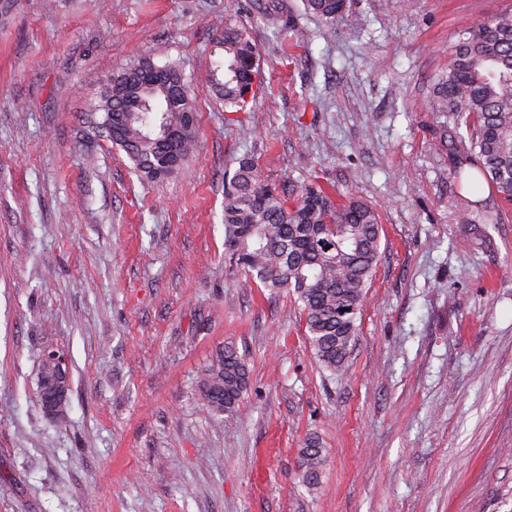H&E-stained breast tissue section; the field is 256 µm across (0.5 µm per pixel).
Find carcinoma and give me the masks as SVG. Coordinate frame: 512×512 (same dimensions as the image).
I'll return each mask as SVG.
<instances>
[{
  "instance_id": "cac0c4a2",
  "label": "carcinoma",
  "mask_w": 512,
  "mask_h": 512,
  "mask_svg": "<svg viewBox=\"0 0 512 512\" xmlns=\"http://www.w3.org/2000/svg\"><path fill=\"white\" fill-rule=\"evenodd\" d=\"M306 7L333 23L345 12L346 0H306ZM217 47L223 60L215 62L211 86L224 107L239 112L258 73L255 44L247 29L226 22ZM430 109L451 112L458 124L475 130L464 152L477 161L472 172L454 169L459 187L477 195L483 180L512 202L511 9L462 26L448 71L436 78ZM93 110L100 113L104 136L148 180L174 173L194 146V100L173 62L146 59L118 73ZM165 126L179 130L171 149L158 143ZM224 249L253 282L292 293L315 359L326 371L344 372L381 256L375 210L353 198L343 203L318 183L302 186L290 202L244 157L224 181ZM247 387V366L233 346L219 351L199 380L204 404L216 414L234 412ZM324 462L319 440L307 439L299 479L308 490L319 487Z\"/></svg>"
}]
</instances>
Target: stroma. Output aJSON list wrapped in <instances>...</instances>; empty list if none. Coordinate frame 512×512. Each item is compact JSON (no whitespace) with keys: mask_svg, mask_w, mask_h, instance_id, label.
I'll return each mask as SVG.
<instances>
[{"mask_svg":"<svg viewBox=\"0 0 512 512\" xmlns=\"http://www.w3.org/2000/svg\"><path fill=\"white\" fill-rule=\"evenodd\" d=\"M509 9L347 0L329 24L304 0H0V512H512V204L480 193L503 216L475 239L453 178L471 133L429 108L460 27ZM228 18L260 58L240 112L209 88ZM144 59L196 96L195 149L155 182L91 112ZM245 155L288 197L314 180L379 216L345 372L224 254ZM48 343L69 353L56 419ZM227 344L248 389L216 415L198 378ZM324 448L317 438H308L304 448H300L299 479L310 491L316 490L320 483L325 462Z\"/></svg>","mask_w":512,"mask_h":512,"instance_id":"1","label":"stroma"}]
</instances>
